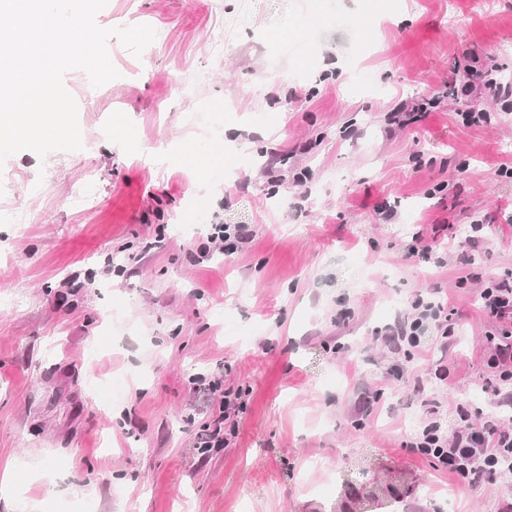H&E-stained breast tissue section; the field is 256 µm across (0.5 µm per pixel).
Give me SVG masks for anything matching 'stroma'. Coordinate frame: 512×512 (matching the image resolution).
<instances>
[{
    "instance_id": "35a3bbf8",
    "label": "stroma",
    "mask_w": 512,
    "mask_h": 512,
    "mask_svg": "<svg viewBox=\"0 0 512 512\" xmlns=\"http://www.w3.org/2000/svg\"><path fill=\"white\" fill-rule=\"evenodd\" d=\"M96 21L153 27L149 56L112 39L117 79L65 74L86 150L0 167L24 218L0 217V512H502L512 477L451 506L408 443L423 396L450 430L497 410L478 295L512 268V114L449 84L477 60L512 82V0H108ZM480 218L470 266L409 258ZM215 224L254 235L200 261ZM422 295L456 335L410 357L386 334ZM213 380L240 408L203 454Z\"/></svg>"
}]
</instances>
